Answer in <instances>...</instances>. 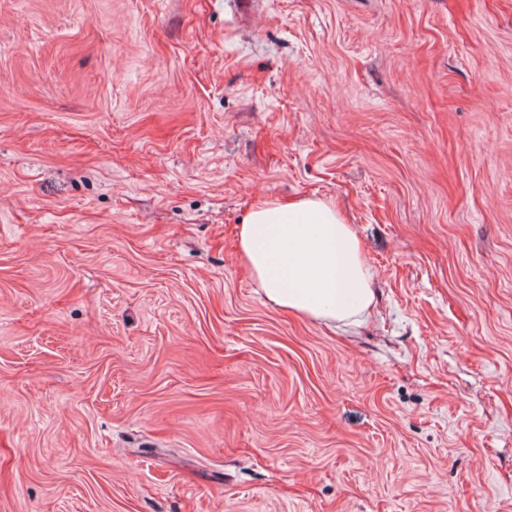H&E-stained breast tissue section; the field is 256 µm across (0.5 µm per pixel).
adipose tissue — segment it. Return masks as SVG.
I'll list each match as a JSON object with an SVG mask.
<instances>
[{
  "mask_svg": "<svg viewBox=\"0 0 512 512\" xmlns=\"http://www.w3.org/2000/svg\"><path fill=\"white\" fill-rule=\"evenodd\" d=\"M236 253L268 302L301 317L357 325L374 302L356 232L333 201H262L241 225Z\"/></svg>",
  "mask_w": 512,
  "mask_h": 512,
  "instance_id": "adipose-tissue-1",
  "label": "adipose tissue"
}]
</instances>
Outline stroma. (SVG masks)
I'll return each mask as SVG.
<instances>
[{
    "mask_svg": "<svg viewBox=\"0 0 512 512\" xmlns=\"http://www.w3.org/2000/svg\"><path fill=\"white\" fill-rule=\"evenodd\" d=\"M304 195L359 326L236 258ZM0 512H512V0H0ZM236 253L268 302L301 317L359 325L374 302L356 232L331 200L262 201L241 224Z\"/></svg>",
    "mask_w": 512,
    "mask_h": 512,
    "instance_id": "1",
    "label": "stroma"
}]
</instances>
